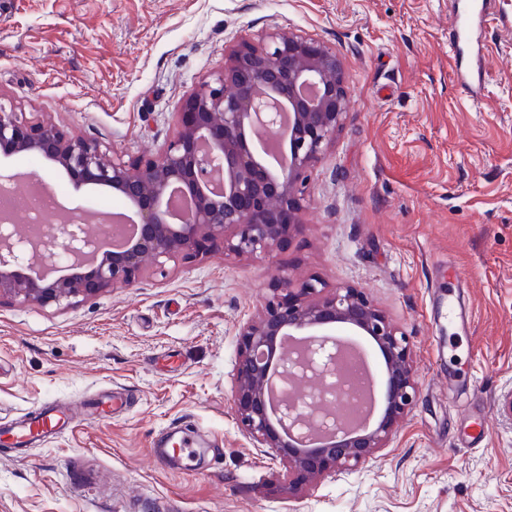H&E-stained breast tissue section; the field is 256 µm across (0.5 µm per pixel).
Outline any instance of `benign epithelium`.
<instances>
[{
	"label": "benign epithelium",
	"mask_w": 512,
	"mask_h": 512,
	"mask_svg": "<svg viewBox=\"0 0 512 512\" xmlns=\"http://www.w3.org/2000/svg\"><path fill=\"white\" fill-rule=\"evenodd\" d=\"M351 109L342 56L280 27L235 45L224 69L184 100L173 137L133 161L0 103L1 153L35 154L77 186L108 187L136 215L131 234L110 249L86 230L83 213L64 216L50 247L16 219L1 218L0 299L69 306L130 286L168 261L271 254L299 227L311 172ZM262 133L281 137L286 164L261 159L251 137L260 143ZM172 188L192 201L186 220L170 210ZM284 281L273 275L260 313L239 327L233 409L248 438L300 484L356 469L384 447L412 407L418 381L407 338L363 290L324 294L308 282L284 293ZM336 327L370 337L384 360V410L361 431L337 414L344 391ZM287 335L305 340L288 346Z\"/></svg>",
	"instance_id": "obj_1"
}]
</instances>
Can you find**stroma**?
<instances>
[{"mask_svg":"<svg viewBox=\"0 0 512 512\" xmlns=\"http://www.w3.org/2000/svg\"><path fill=\"white\" fill-rule=\"evenodd\" d=\"M455 0H0V103L124 160L157 151L175 114L240 39L276 27L344 58L349 119L311 176L302 224L273 255L169 262L67 308L0 301V425L40 403L126 393L115 416L0 449V512H512V0H490L473 49ZM488 67L477 96L457 66ZM63 206L125 211L31 155ZM460 270L449 278V267ZM363 289L409 337L415 403L356 470L289 486L233 410L237 334L274 270ZM472 313L467 327L449 306ZM461 385L449 389L448 374ZM485 414L482 442L464 418ZM196 440L198 471L159 465ZM169 447V440L164 448H156L155 460L160 465H167L170 460L176 458L183 470L191 471L194 467L196 451L194 439L191 436H183L178 443H172Z\"/></svg>","mask_w":512,"mask_h":512,"instance_id":"obj_1","label":"stroma"}]
</instances>
